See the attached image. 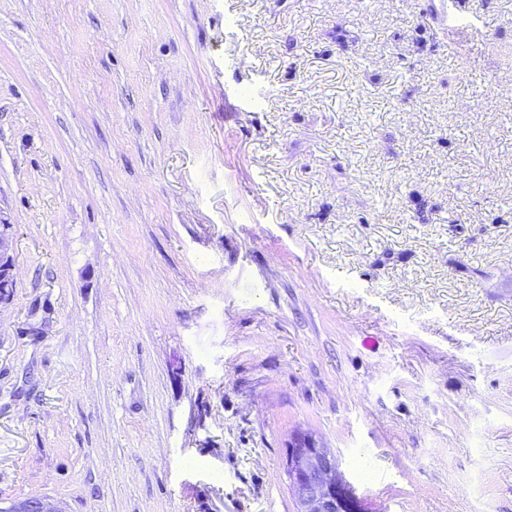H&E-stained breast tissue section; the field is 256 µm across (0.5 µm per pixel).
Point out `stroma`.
I'll use <instances>...</instances> for the list:
<instances>
[{"instance_id": "obj_1", "label": "stroma", "mask_w": 512, "mask_h": 512, "mask_svg": "<svg viewBox=\"0 0 512 512\" xmlns=\"http://www.w3.org/2000/svg\"><path fill=\"white\" fill-rule=\"evenodd\" d=\"M0 0V502L512 512V0ZM49 323L27 333L34 309ZM430 16L442 24H448V28L479 33L482 22L477 17H470L463 23L457 13L456 2H452L451 9H448L447 0H430L428 5ZM7 265L15 270L13 225L0 224V266ZM283 467L298 512H368L340 471L336 455L307 435L289 444Z\"/></svg>"}]
</instances>
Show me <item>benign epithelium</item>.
Wrapping results in <instances>:
<instances>
[{
    "instance_id": "7a95c632",
    "label": "benign epithelium",
    "mask_w": 512,
    "mask_h": 512,
    "mask_svg": "<svg viewBox=\"0 0 512 512\" xmlns=\"http://www.w3.org/2000/svg\"><path fill=\"white\" fill-rule=\"evenodd\" d=\"M15 268L13 225L0 224V266ZM283 467L298 512H368L340 471L336 454L307 435L289 444ZM0 512H62L48 498H24Z\"/></svg>"
}]
</instances>
